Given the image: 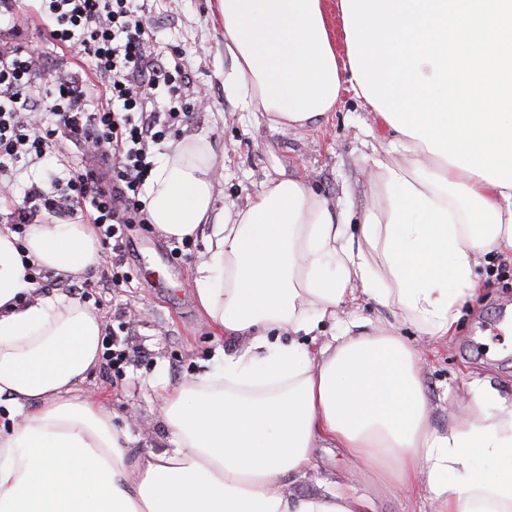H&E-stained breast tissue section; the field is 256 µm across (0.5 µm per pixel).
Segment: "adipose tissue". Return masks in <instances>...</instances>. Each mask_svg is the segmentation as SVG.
<instances>
[{
    "mask_svg": "<svg viewBox=\"0 0 512 512\" xmlns=\"http://www.w3.org/2000/svg\"><path fill=\"white\" fill-rule=\"evenodd\" d=\"M215 16L232 81L270 123L320 124L349 89L409 160L373 153L374 202L354 224L301 178L267 180L220 222L208 143L172 146L145 209L169 238L209 227L197 301L244 347L164 391L173 446L133 460L81 393L100 315L26 277L95 269L92 225L48 218L22 240L0 226V397L17 416L0 433V512H366L346 490L292 492L320 443L391 488L424 487L434 512H512V398L475 391L468 421L439 427L421 352L394 325L315 352L270 338L362 294L423 335L454 332L479 256L512 250V0H215ZM477 451L496 475L475 474Z\"/></svg>",
    "mask_w": 512,
    "mask_h": 512,
    "instance_id": "ef3b65f1",
    "label": "adipose tissue"
}]
</instances>
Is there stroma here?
<instances>
[{"label":"stroma","instance_id":"35a3bbf8","mask_svg":"<svg viewBox=\"0 0 512 512\" xmlns=\"http://www.w3.org/2000/svg\"><path fill=\"white\" fill-rule=\"evenodd\" d=\"M213 3L149 0L147 16L160 46L180 51L193 78L191 93L209 102L206 110L195 114L185 136L206 139L211 145L217 208L232 212L246 207L267 179L304 178L331 210L363 212L375 192L369 155L375 148L388 149L390 132L349 92L320 127L301 130L272 126L260 112L230 96L224 84V30ZM173 247V241L152 225H130L123 241L131 276L128 288L92 287L83 298L100 314L105 329L115 330L138 351L122 373H106L99 365L83 384L84 392L100 399L116 423L125 422L128 407L136 408L137 419L129 429V452L134 456L173 445L162 417V387L211 369L223 355L241 347L240 341L216 333L195 296V268L208 251L207 232L192 239L186 257H172ZM477 273L479 294L461 305L451 336L429 338L404 321L396 323L402 336L424 350L421 372L428 396L437 405L439 426L448 423L449 403L469 401L475 381L512 394V334L495 327L499 309L512 304V252L482 257ZM391 315L390 309L365 297L337 320L325 322L315 337L301 335L297 342L311 350L316 342L341 335L349 320L373 322ZM312 456L314 467L293 484L294 492H332L342 482L370 499L374 512L434 510L420 493L373 486L338 449L316 448Z\"/></svg>","mask_w":512,"mask_h":512}]
</instances>
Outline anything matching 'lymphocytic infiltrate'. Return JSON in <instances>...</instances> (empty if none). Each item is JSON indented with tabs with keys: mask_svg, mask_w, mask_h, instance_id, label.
<instances>
[{
	"mask_svg": "<svg viewBox=\"0 0 512 512\" xmlns=\"http://www.w3.org/2000/svg\"><path fill=\"white\" fill-rule=\"evenodd\" d=\"M32 11L46 20L44 41L74 51L77 69L43 81L37 50H0V195L28 168L62 164L50 184L26 188L12 230L86 213L103 247L99 284L119 288L130 281L124 231L148 221L155 149L193 118L189 74L178 51L155 45L145 0H13L0 25L21 35Z\"/></svg>",
	"mask_w": 512,
	"mask_h": 512,
	"instance_id": "obj_1",
	"label": "lymphocytic infiltrate"
}]
</instances>
